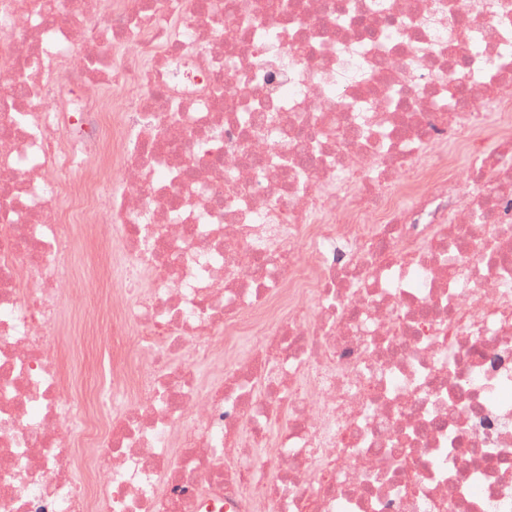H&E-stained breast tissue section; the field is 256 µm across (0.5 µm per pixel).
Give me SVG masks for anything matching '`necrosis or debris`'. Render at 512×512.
Masks as SVG:
<instances>
[{"label": "necrosis or debris", "mask_w": 512, "mask_h": 512, "mask_svg": "<svg viewBox=\"0 0 512 512\" xmlns=\"http://www.w3.org/2000/svg\"><path fill=\"white\" fill-rule=\"evenodd\" d=\"M492 119L512 0H0V512H512Z\"/></svg>", "instance_id": "1"}]
</instances>
